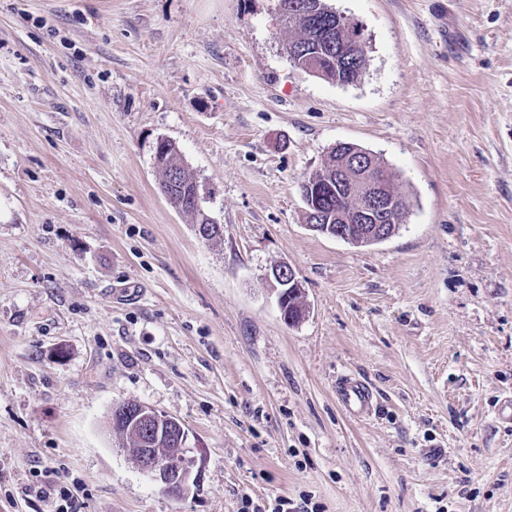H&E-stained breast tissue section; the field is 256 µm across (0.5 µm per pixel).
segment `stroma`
I'll use <instances>...</instances> for the list:
<instances>
[{"label": "stroma", "mask_w": 512, "mask_h": 512, "mask_svg": "<svg viewBox=\"0 0 512 512\" xmlns=\"http://www.w3.org/2000/svg\"><path fill=\"white\" fill-rule=\"evenodd\" d=\"M327 2L357 83L289 61L276 0H0V512H512V0ZM161 138L222 237L161 195ZM340 142L406 198L388 241L305 222ZM131 400L196 443L188 496L121 448ZM276 274H277V279L280 282V284L284 287H287V288H281V292H280L282 294V298L280 300L283 302V305H281V301L278 302L280 310L283 314V317L286 318L289 322L297 321L302 317L303 312L299 311L297 313H294L292 317L291 316L287 317V315L285 313V308H284L285 297H283V296H286L288 298V304H290L289 306H291L295 311H297V309L299 308V304H301V306L304 307V304L301 301L302 292L299 294H295L294 291L296 290V288H288V284L292 285V286L298 285L300 287L299 282L296 279V275L291 268L286 267V266H282L281 268H279V271H277ZM280 293H279V296H280ZM293 293H294V295H293ZM279 296H278V300H279ZM336 397L351 415L368 417L374 411V395L371 389L365 383L347 375L336 380Z\"/></svg>", "instance_id": "obj_1"}]
</instances>
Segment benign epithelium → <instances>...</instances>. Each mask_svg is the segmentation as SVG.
<instances>
[{"instance_id": "obj_1", "label": "benign epithelium", "mask_w": 512, "mask_h": 512, "mask_svg": "<svg viewBox=\"0 0 512 512\" xmlns=\"http://www.w3.org/2000/svg\"><path fill=\"white\" fill-rule=\"evenodd\" d=\"M325 12L335 17V24L326 29L325 40L329 43L336 67L358 59L366 53V40L354 37L349 32L350 16L328 7L324 0H299L290 11L292 19H314ZM291 63L315 75H322V63L306 55L297 56L292 49H287ZM352 162L341 168L339 179L351 196L361 199L360 207L350 216L343 219V225L336 228V237L343 240L358 238L364 242H380L390 239L396 234L399 225L391 223V213L395 209L397 198L389 194L387 169L377 164L373 156L365 151L349 153ZM195 447L189 444L188 432L180 431L177 437V448L171 456L162 459L152 449L147 448L140 457V469L164 491L187 494L195 483L194 467Z\"/></svg>"}]
</instances>
